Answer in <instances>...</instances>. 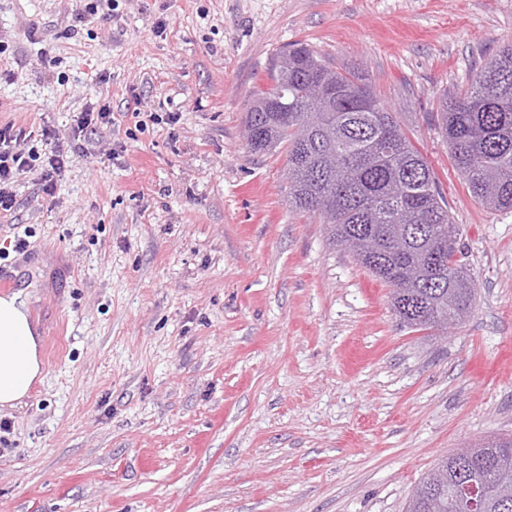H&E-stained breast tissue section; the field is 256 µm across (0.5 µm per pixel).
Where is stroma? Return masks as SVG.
I'll return each mask as SVG.
<instances>
[{
	"label": "stroma",
	"instance_id": "obj_1",
	"mask_svg": "<svg viewBox=\"0 0 512 512\" xmlns=\"http://www.w3.org/2000/svg\"><path fill=\"white\" fill-rule=\"evenodd\" d=\"M91 2L0 0V124L116 117L54 197L19 175L0 225L43 361L0 408V512H405L446 451L512 434V209L471 198L437 120L512 42V0H114L70 34ZM295 40L404 108L476 284L463 324L401 327L291 210L284 155L247 148Z\"/></svg>",
	"mask_w": 512,
	"mask_h": 512
}]
</instances>
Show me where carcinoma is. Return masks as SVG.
Listing matches in <instances>:
<instances>
[{"label": "carcinoma", "mask_w": 512, "mask_h": 512, "mask_svg": "<svg viewBox=\"0 0 512 512\" xmlns=\"http://www.w3.org/2000/svg\"><path fill=\"white\" fill-rule=\"evenodd\" d=\"M245 116L254 153L285 152L288 203L312 213L328 239L391 287L400 323L428 331L469 315L475 287L458 247L460 229L435 174L380 101L367 74L337 70L304 42L283 47ZM438 120L471 196L512 209V44L453 99ZM483 460L456 467L448 452L418 483L406 512H463L466 489L484 491L482 512H512L494 489H512V437L478 445Z\"/></svg>", "instance_id": "obj_1"}]
</instances>
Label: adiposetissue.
I'll use <instances>...</instances> for the list:
<instances>
[{
  "mask_svg": "<svg viewBox=\"0 0 512 512\" xmlns=\"http://www.w3.org/2000/svg\"><path fill=\"white\" fill-rule=\"evenodd\" d=\"M42 374L39 340L26 299L15 292L0 297V407L25 398Z\"/></svg>",
  "mask_w": 512,
  "mask_h": 512,
  "instance_id": "1",
  "label": "adipose tissue"
}]
</instances>
